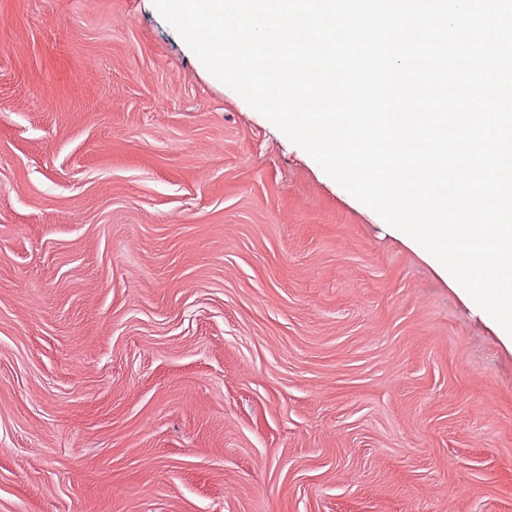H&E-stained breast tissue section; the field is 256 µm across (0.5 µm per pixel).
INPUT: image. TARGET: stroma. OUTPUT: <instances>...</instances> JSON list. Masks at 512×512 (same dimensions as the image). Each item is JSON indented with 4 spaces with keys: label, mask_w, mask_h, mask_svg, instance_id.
I'll return each mask as SVG.
<instances>
[{
    "label": "stroma",
    "mask_w": 512,
    "mask_h": 512,
    "mask_svg": "<svg viewBox=\"0 0 512 512\" xmlns=\"http://www.w3.org/2000/svg\"><path fill=\"white\" fill-rule=\"evenodd\" d=\"M0 512H512V342L153 0H0Z\"/></svg>",
    "instance_id": "35a3bbf8"
}]
</instances>
